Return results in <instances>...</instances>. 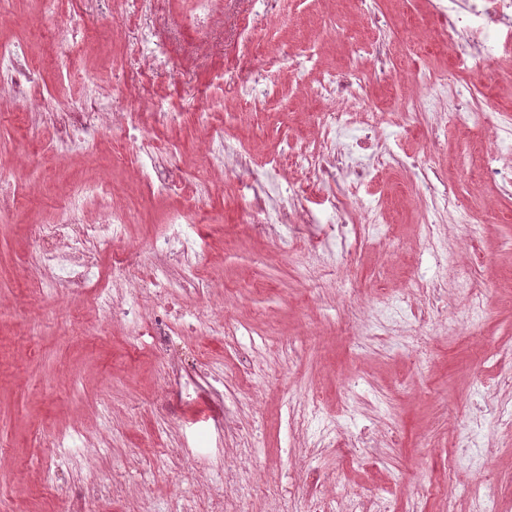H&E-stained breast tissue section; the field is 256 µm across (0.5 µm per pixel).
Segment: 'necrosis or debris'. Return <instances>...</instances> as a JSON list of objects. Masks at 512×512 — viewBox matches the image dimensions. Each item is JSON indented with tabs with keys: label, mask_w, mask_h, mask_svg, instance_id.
I'll use <instances>...</instances> for the list:
<instances>
[{
	"label": "necrosis or debris",
	"mask_w": 512,
	"mask_h": 512,
	"mask_svg": "<svg viewBox=\"0 0 512 512\" xmlns=\"http://www.w3.org/2000/svg\"><path fill=\"white\" fill-rule=\"evenodd\" d=\"M442 51L448 53L454 68L436 73L420 70L422 85L427 88L451 86L452 96L441 102L432 93L425 97H408L398 103L392 113L395 125L406 128L427 124L433 128L464 124L466 129L487 130L489 113L495 112L502 123L512 122V110L501 107L490 90L507 79V71L487 68L486 63L512 52V0H447L439 16ZM371 68L353 66L343 75H324L318 94L329 100L328 108L316 115L314 144L308 148L288 145L269 164L253 162L250 154L224 152V126L210 123L209 139L212 159L208 165L214 179L223 180L228 168L246 175L250 189L245 205L249 221L258 231L272 230L274 224H335L341 234H348L350 225L374 234L380 233L383 216L372 202L360 196L362 186L371 182L380 168L396 164L416 169L425 187L423 203L426 211L446 213L449 223L466 221L467 207L447 183H434L428 170L418 168L416 158L401 156L393 143L378 134L383 120L377 109L366 103L362 86L367 77L386 80L391 55L389 43L382 42L369 51ZM63 114L61 135L74 150L92 145L109 130H121L134 143L147 164L171 154V140L146 132L147 123L166 125L164 112L142 113L132 110L114 112L111 121L100 113L86 111L84 105L66 99L58 100ZM369 157V164H360V157ZM288 161L306 173L300 182L286 185L290 202L277 213H270L265 203V177L268 166ZM335 184L333 192L318 189V182ZM95 203L104 210L101 223L83 224L77 213L85 205ZM56 224L43 227L38 235L42 265L58 268L60 285L89 302H101L103 290L95 282L105 277H124L133 290L151 286L163 288L158 268L133 262L131 249L122 247L126 217L112 202L108 181L77 185L60 208ZM112 240L116 246L103 256L96 243ZM294 486L307 494L303 512H395L392 498L376 489L342 490L333 494L320 489V476L309 459H299L290 474Z\"/></svg>",
	"instance_id": "necrosis-or-debris-1"
}]
</instances>
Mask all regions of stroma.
<instances>
[{
  "instance_id": "stroma-1",
  "label": "stroma",
  "mask_w": 512,
  "mask_h": 512,
  "mask_svg": "<svg viewBox=\"0 0 512 512\" xmlns=\"http://www.w3.org/2000/svg\"><path fill=\"white\" fill-rule=\"evenodd\" d=\"M434 3L141 0L130 23L126 0H8L15 24L0 38L27 42L28 63L41 74L42 108L26 118L0 112V165L26 200L0 217V508L59 512L94 496L102 512H176L183 495L206 507L223 491L239 446L224 431L229 414L256 449V466L237 472L243 491L266 484L289 502L297 448L372 435L374 465L318 452L314 464L328 486L387 489L396 512H472L474 483L487 479L497 484L491 512H512V427L505 424L512 392H502L494 408L483 400L512 368V194L479 177L491 138L453 127L382 129L397 133L400 152L476 202L469 223L448 227L454 265L441 276L470 268L489 293L475 320L466 296H449L443 324L424 320V304L406 297L415 272L433 266L415 171L386 167L370 188L387 212L394 248L365 239L345 257L324 224H297L276 238L252 230L236 179L211 182L202 152L204 103L222 116L230 147L265 157L289 142L311 143L314 115L327 106L316 95L323 73L352 65L355 41L433 40ZM74 10L100 38L66 69L59 47L40 35V20ZM257 55L275 61L259 79L276 95L266 111L242 115V77ZM90 81L115 107L176 115L163 134L177 150L161 171L191 179L203 201L190 217L201 257L198 291L186 304L226 318L236 333L185 325L146 289L139 302L146 320H166L186 355L205 352L197 379L168 376L156 340L139 335L131 319L59 298L49 289L53 273L36 280L26 271L37 262L34 226L54 223L63 196L84 180L111 181L129 219L126 246L143 263L153 259L146 242L169 231L167 213L184 207L179 198L152 196L137 179L135 155L112 159L114 138L83 152L56 139L55 101H84ZM420 90L410 70L367 83L371 102L385 111ZM307 235L320 240L319 253L292 249L295 237ZM312 265L320 268L313 285L303 279ZM349 302L405 318L428 340V352L377 325L347 326ZM451 324L458 335H449ZM314 396L316 412L297 428L296 414ZM186 465L198 467L200 482L181 483ZM146 477L154 485L149 501L140 496Z\"/></svg>"
}]
</instances>
